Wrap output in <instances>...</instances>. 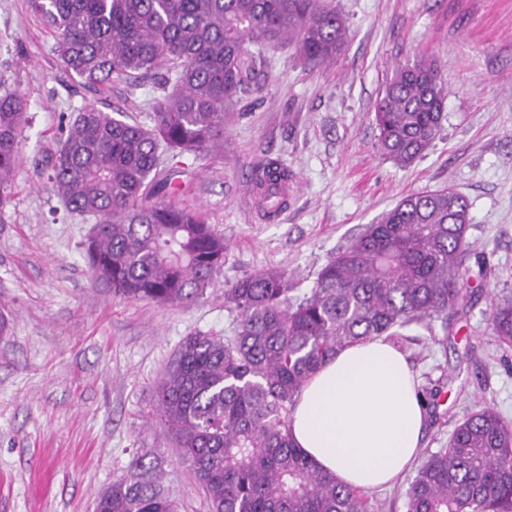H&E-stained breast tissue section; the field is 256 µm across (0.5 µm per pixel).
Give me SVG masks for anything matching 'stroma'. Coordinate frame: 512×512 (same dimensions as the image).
<instances>
[{"label": "stroma", "instance_id": "stroma-1", "mask_svg": "<svg viewBox=\"0 0 512 512\" xmlns=\"http://www.w3.org/2000/svg\"><path fill=\"white\" fill-rule=\"evenodd\" d=\"M349 21L340 56L309 69L294 46L270 51L263 92L242 100L208 151L160 159L178 186L168 203L199 212L228 244L188 308L127 300L93 284L83 244L92 218L70 212L47 180L70 117L93 103L145 123L155 79L90 87L68 75L27 0H0V90L28 101L21 162L0 208V512H93L135 458L156 467L181 512L205 495L157 416V385L183 338L232 335L224 290L268 268L308 290L317 272L407 194L451 186L470 203L472 261L484 276L452 318L447 344L422 326L393 338L419 390L440 387L421 451L448 445L489 404L512 422V347L490 303L512 297V0H333ZM432 56L448 82L443 130L400 167L377 147L374 105L397 65ZM288 166V207L263 220L251 170Z\"/></svg>", "mask_w": 512, "mask_h": 512}]
</instances>
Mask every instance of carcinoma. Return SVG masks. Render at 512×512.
I'll list each match as a JSON object with an SVG mask.
<instances>
[{
  "mask_svg": "<svg viewBox=\"0 0 512 512\" xmlns=\"http://www.w3.org/2000/svg\"><path fill=\"white\" fill-rule=\"evenodd\" d=\"M66 69L89 86L160 78L151 124L81 108L62 133L51 182L66 207L96 219L84 245L92 280L129 300L191 306L224 263V234L154 197L160 152L224 141L230 108L260 94L264 48L295 46L321 66L346 42L327 0H29ZM448 84L434 59L399 65L375 107L378 147L401 166L439 137ZM27 100L0 93V207L10 199ZM268 218L287 206L290 171L253 167ZM470 203L451 187L410 193L340 248L311 288L267 269L224 290L235 334L186 336L158 384V417L189 463L209 512H374L357 488L318 470L291 437L299 392L336 353L412 324L433 328L471 299ZM493 334L512 345V298L493 305ZM142 458L95 500V512H179ZM407 512H512V424L491 405L459 422L407 491Z\"/></svg>",
  "mask_w": 512,
  "mask_h": 512,
  "instance_id": "carcinoma-1",
  "label": "carcinoma"
}]
</instances>
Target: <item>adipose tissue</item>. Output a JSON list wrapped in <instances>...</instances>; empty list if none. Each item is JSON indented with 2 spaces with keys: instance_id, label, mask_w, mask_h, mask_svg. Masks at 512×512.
<instances>
[{
  "instance_id": "obj_1",
  "label": "adipose tissue",
  "mask_w": 512,
  "mask_h": 512,
  "mask_svg": "<svg viewBox=\"0 0 512 512\" xmlns=\"http://www.w3.org/2000/svg\"><path fill=\"white\" fill-rule=\"evenodd\" d=\"M426 419L404 354L371 338L339 351L304 384L292 436L340 483L372 489L410 470Z\"/></svg>"
}]
</instances>
